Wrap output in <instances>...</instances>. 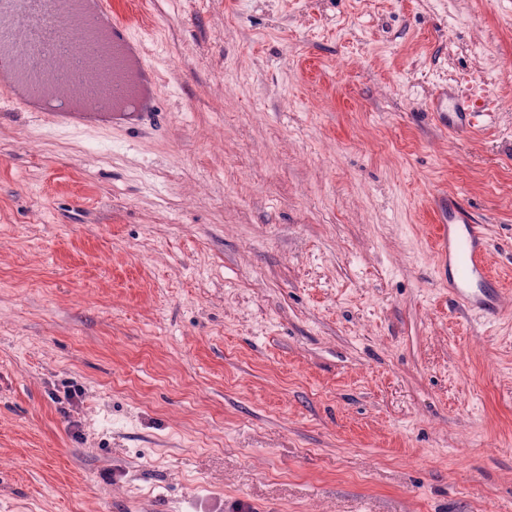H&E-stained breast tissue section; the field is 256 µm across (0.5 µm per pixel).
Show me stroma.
Segmentation results:
<instances>
[{
	"mask_svg": "<svg viewBox=\"0 0 512 512\" xmlns=\"http://www.w3.org/2000/svg\"><path fill=\"white\" fill-rule=\"evenodd\" d=\"M119 2L163 123L0 109V512H512V0ZM448 101V91H436L430 102L431 112H436L438 120L452 133H467L472 128V118L476 113V105L470 101H456L451 109L445 106ZM434 213L442 266L446 270L448 265V290L469 311L494 315L499 293L487 264L489 242L482 225L455 198H448V210L439 207Z\"/></svg>",
	"mask_w": 512,
	"mask_h": 512,
	"instance_id": "35a3bbf8",
	"label": "stroma"
}]
</instances>
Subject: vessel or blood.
Instances as JSON below:
<instances>
[{"instance_id":"vessel-or-blood-1","label":"vessel or blood","mask_w":512,"mask_h":512,"mask_svg":"<svg viewBox=\"0 0 512 512\" xmlns=\"http://www.w3.org/2000/svg\"><path fill=\"white\" fill-rule=\"evenodd\" d=\"M107 26L113 42L137 47L131 21L119 18L111 0H101L95 13L87 14L72 0H0V57L12 62V85L0 89V103L9 108H24L25 98L52 95L56 103L43 110L42 116L58 127H79V119L65 109L86 84L111 80V93L86 97L83 109L105 112L109 102L128 95L122 79L123 62L107 58L102 49H87L84 41L71 43L66 31L81 29L93 37L99 26ZM448 92L436 91L431 111L450 132H468L476 106L470 101L448 104ZM436 237L442 263L448 268V289L469 311L486 315L499 308V293L490 274L486 255L489 242L481 225L456 199H449L447 209L435 212Z\"/></svg>"}]
</instances>
